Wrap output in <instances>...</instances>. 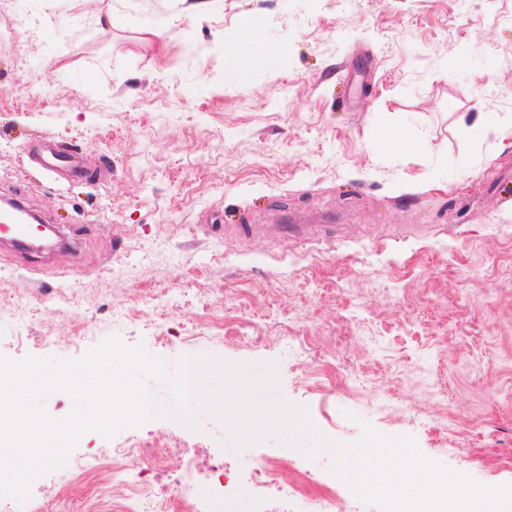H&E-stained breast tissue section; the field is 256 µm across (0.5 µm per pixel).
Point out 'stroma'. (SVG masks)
Wrapping results in <instances>:
<instances>
[{
    "label": "stroma",
    "mask_w": 512,
    "mask_h": 512,
    "mask_svg": "<svg viewBox=\"0 0 512 512\" xmlns=\"http://www.w3.org/2000/svg\"><path fill=\"white\" fill-rule=\"evenodd\" d=\"M248 19L286 63L237 87L224 39ZM509 120L512 0H0V200L25 194L79 235L71 252L0 247V291L24 310L0 315V357L78 360L114 337L170 362L271 361L320 438H407L512 485V137L494 132ZM386 131L418 149L378 150ZM41 139L101 179L44 174L24 153ZM286 219L330 230L269 236ZM166 288L188 306L115 317ZM303 335L356 389L302 377ZM160 433L243 479L260 455L293 461L274 441L225 452L209 417L90 430L72 453Z\"/></svg>",
    "instance_id": "35a3bbf8"
}]
</instances>
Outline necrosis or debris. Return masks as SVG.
<instances>
[{"label": "necrosis or debris", "instance_id": "necrosis-or-debris-1", "mask_svg": "<svg viewBox=\"0 0 512 512\" xmlns=\"http://www.w3.org/2000/svg\"><path fill=\"white\" fill-rule=\"evenodd\" d=\"M127 459L139 462L137 471L124 467ZM111 468L112 482L98 486V503L121 502L120 512H166L167 500L154 489V476L165 472L170 493L179 496L182 512H210L211 507L227 498H246L260 505L259 512H288L290 501L303 504L302 512H357V497L340 493L332 477L316 479L319 493L308 495L298 481V468L273 458L259 459L247 480L223 465L200 466L196 449L185 447L170 435L157 436L140 448H104L96 463H74L67 470L76 475L91 466Z\"/></svg>", "mask_w": 512, "mask_h": 512}]
</instances>
